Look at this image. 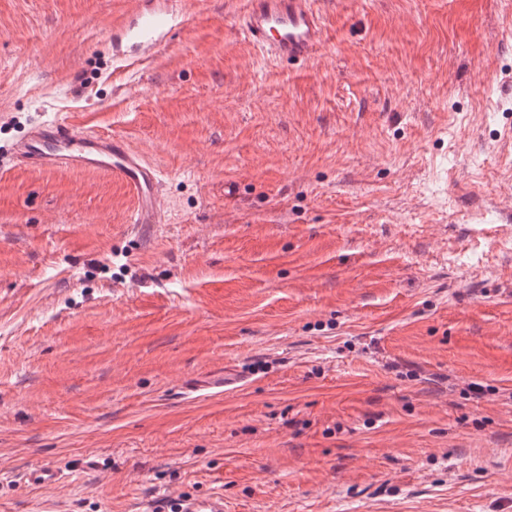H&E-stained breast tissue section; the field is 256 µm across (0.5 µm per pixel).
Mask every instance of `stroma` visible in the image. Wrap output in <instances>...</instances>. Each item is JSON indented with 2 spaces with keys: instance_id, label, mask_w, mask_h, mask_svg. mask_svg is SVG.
I'll list each match as a JSON object with an SVG mask.
<instances>
[{
  "instance_id": "obj_1",
  "label": "stroma",
  "mask_w": 512,
  "mask_h": 512,
  "mask_svg": "<svg viewBox=\"0 0 512 512\" xmlns=\"http://www.w3.org/2000/svg\"><path fill=\"white\" fill-rule=\"evenodd\" d=\"M245 6L127 67L132 0H0V512H512V0H317L279 63ZM55 118L155 164L164 223L13 166ZM21 479L29 485L52 487L62 479V473L53 465H36L25 470ZM176 512H224V498L186 497L175 503Z\"/></svg>"
}]
</instances>
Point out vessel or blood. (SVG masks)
I'll list each match as a JSON object with an SVG mask.
<instances>
[{
    "label": "vessel or blood",
    "mask_w": 512,
    "mask_h": 512,
    "mask_svg": "<svg viewBox=\"0 0 512 512\" xmlns=\"http://www.w3.org/2000/svg\"><path fill=\"white\" fill-rule=\"evenodd\" d=\"M247 2L239 28L272 59L305 60L322 44L325 26L314 0ZM184 21L178 0H146L145 7L134 16L113 18V55L130 65L149 58ZM10 154L14 164L43 171L82 169L110 173L134 191L135 223L164 221L159 171L124 138L47 120L33 124L14 143ZM21 478L29 485L51 487L61 480L62 473L53 465H36L25 470ZM175 510L224 512V500L218 496L186 497L176 502Z\"/></svg>",
    "instance_id": "obj_1"
}]
</instances>
